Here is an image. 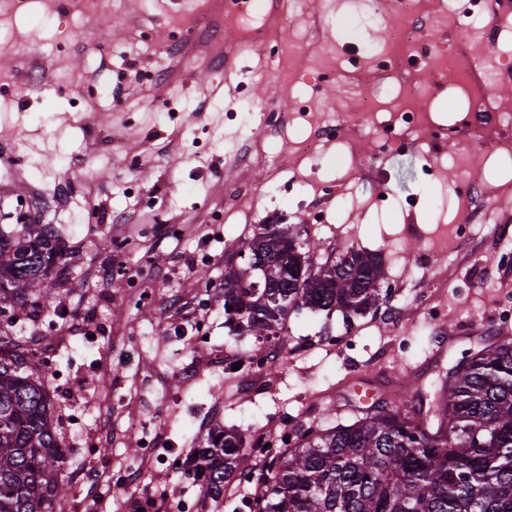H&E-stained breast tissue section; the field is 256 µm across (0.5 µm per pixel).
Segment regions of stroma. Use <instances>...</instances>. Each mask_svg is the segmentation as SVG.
I'll return each mask as SVG.
<instances>
[{
  "instance_id": "stroma-1",
  "label": "stroma",
  "mask_w": 512,
  "mask_h": 512,
  "mask_svg": "<svg viewBox=\"0 0 512 512\" xmlns=\"http://www.w3.org/2000/svg\"><path fill=\"white\" fill-rule=\"evenodd\" d=\"M462 5L483 26L466 51L493 76L487 94L512 108V10L495 0H416L428 23L417 39L430 58L402 72L362 53L384 30L364 28L353 0H310L321 17L315 35L304 16L271 2L258 26L233 33L224 0H0V228H14L10 214L20 208L56 225L69 251L56 304L35 308L20 332L54 352L44 384L64 474L135 466L200 512H238L253 487L217 501L167 464L203 440L216 404L221 427L249 442L287 421L326 429L374 399H393L390 377L408 375L410 389L429 398L464 353L512 338V325L497 323L512 268L462 242L475 278L462 291L447 257L430 248L470 219V200L448 187L477 164L480 202L512 241V130L488 133L482 147L430 140V125L462 118L471 92L443 65L458 48L455 26L434 27ZM268 37L292 48L290 68L265 70ZM278 106L290 113L287 128L252 145L249 111ZM370 107L378 120L366 117ZM404 111L418 115L406 142L372 160L379 121ZM341 114L357 119L344 143L323 134ZM283 146L272 173L266 155ZM293 176L305 180V194L286 186ZM330 181L341 194L328 199ZM275 217L314 242L319 261L351 248L379 256L388 281L436 291L438 315L425 320L407 295L389 296L378 310L405 307L397 329L370 311L335 345L328 337L344 333L341 313H290L287 342L303 352L285 353L283 370L240 395L210 363L214 353L255 345L224 325V258ZM198 322L205 337L189 332ZM135 414L167 455L141 459ZM103 433L109 451L99 463L84 448Z\"/></svg>"
}]
</instances>
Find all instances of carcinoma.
<instances>
[{"instance_id": "cac0c4a2", "label": "carcinoma", "mask_w": 512, "mask_h": 512, "mask_svg": "<svg viewBox=\"0 0 512 512\" xmlns=\"http://www.w3.org/2000/svg\"><path fill=\"white\" fill-rule=\"evenodd\" d=\"M288 224H262L224 260L225 324L261 343L291 312L339 311L344 324L376 308L383 263L349 250L329 264ZM244 258L234 262L235 257ZM53 224L0 230V512H64L57 422L40 370L8 340L12 305L52 304V269L68 267ZM426 399L384 400L350 424L302 429L269 464L253 512H512V339L465 355ZM217 498L246 459L242 434L218 430L196 449Z\"/></svg>"}]
</instances>
